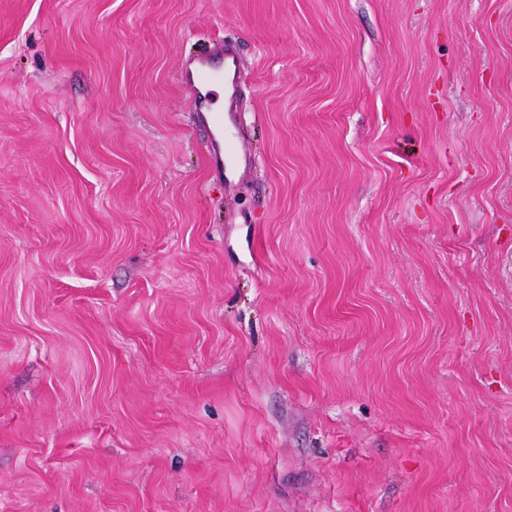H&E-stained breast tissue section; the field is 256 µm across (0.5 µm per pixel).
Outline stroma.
Returning <instances> with one entry per match:
<instances>
[{"label": "stroma", "instance_id": "35a3bbf8", "mask_svg": "<svg viewBox=\"0 0 512 512\" xmlns=\"http://www.w3.org/2000/svg\"><path fill=\"white\" fill-rule=\"evenodd\" d=\"M0 512H512V0H0ZM241 56L239 51L230 46L224 45V73L217 74L218 65L209 54L198 57L194 63L196 68L192 73L193 86L195 88V106L199 112H208L214 128L213 142L217 149L212 154L211 160L223 162V151L221 145L223 140L231 142L234 138L233 133L224 135L226 128L235 127L237 105L241 98ZM224 80V112H212V104L216 92L208 89L211 85L223 82Z\"/></svg>", "mask_w": 512, "mask_h": 512}]
</instances>
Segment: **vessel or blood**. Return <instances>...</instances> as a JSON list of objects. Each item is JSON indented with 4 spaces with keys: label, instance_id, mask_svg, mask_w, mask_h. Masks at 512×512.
<instances>
[{
    "label": "vessel or blood",
    "instance_id": "1",
    "mask_svg": "<svg viewBox=\"0 0 512 512\" xmlns=\"http://www.w3.org/2000/svg\"><path fill=\"white\" fill-rule=\"evenodd\" d=\"M241 56L232 46H225L223 63H216L212 56L203 55L197 58L195 72L192 76L195 88V106L198 111L208 112L214 128L213 141L216 149L214 160L224 163L225 170L235 173L247 168L249 159L236 148L224 145V134L228 127L236 123L237 105L241 98ZM224 85V109L216 112L212 109L215 83Z\"/></svg>",
    "mask_w": 512,
    "mask_h": 512
}]
</instances>
